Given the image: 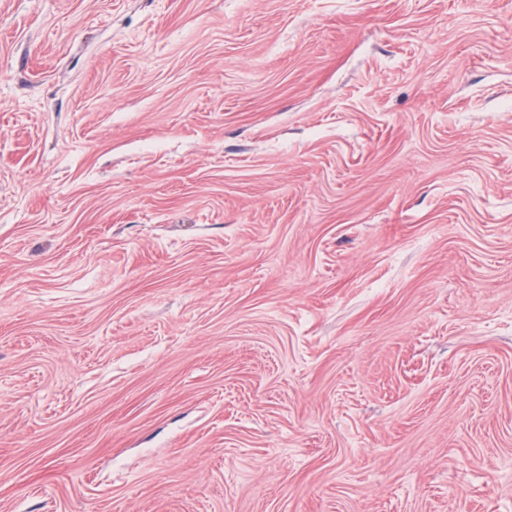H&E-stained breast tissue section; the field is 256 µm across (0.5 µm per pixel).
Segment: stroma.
<instances>
[{
	"mask_svg": "<svg viewBox=\"0 0 512 512\" xmlns=\"http://www.w3.org/2000/svg\"><path fill=\"white\" fill-rule=\"evenodd\" d=\"M0 512H512V0H0Z\"/></svg>",
	"mask_w": 512,
	"mask_h": 512,
	"instance_id": "obj_1",
	"label": "stroma"
}]
</instances>
